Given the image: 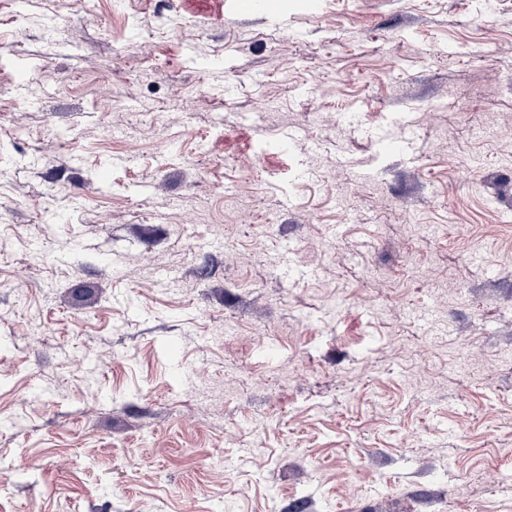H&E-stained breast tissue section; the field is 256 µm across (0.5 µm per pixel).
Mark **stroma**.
<instances>
[{"label":"stroma","mask_w":512,"mask_h":512,"mask_svg":"<svg viewBox=\"0 0 512 512\" xmlns=\"http://www.w3.org/2000/svg\"><path fill=\"white\" fill-rule=\"evenodd\" d=\"M287 2L0 0V512H512V0Z\"/></svg>","instance_id":"1"}]
</instances>
